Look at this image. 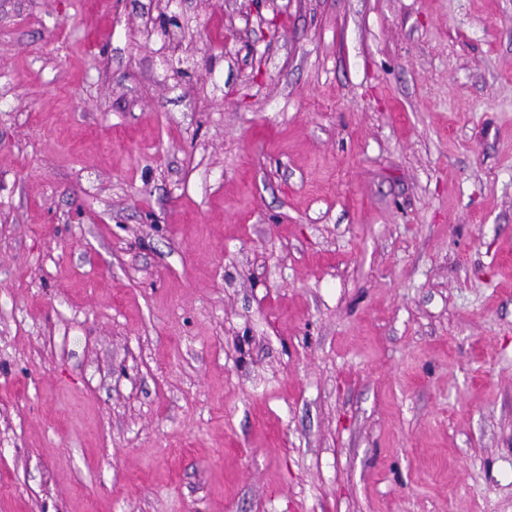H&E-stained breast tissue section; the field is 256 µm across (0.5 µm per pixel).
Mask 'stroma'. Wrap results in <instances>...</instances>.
Here are the masks:
<instances>
[{
    "mask_svg": "<svg viewBox=\"0 0 512 512\" xmlns=\"http://www.w3.org/2000/svg\"><path fill=\"white\" fill-rule=\"evenodd\" d=\"M0 512H512V0H0Z\"/></svg>",
    "mask_w": 512,
    "mask_h": 512,
    "instance_id": "stroma-1",
    "label": "stroma"
}]
</instances>
